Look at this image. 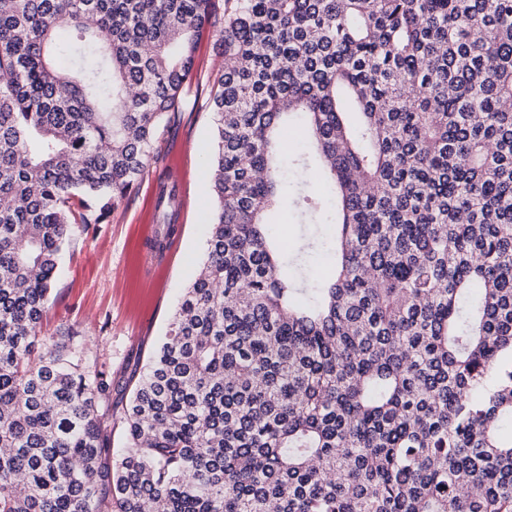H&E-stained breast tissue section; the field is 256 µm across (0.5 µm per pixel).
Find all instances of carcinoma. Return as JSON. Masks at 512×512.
Here are the masks:
<instances>
[{
  "label": "carcinoma",
  "instance_id": "obj_1",
  "mask_svg": "<svg viewBox=\"0 0 512 512\" xmlns=\"http://www.w3.org/2000/svg\"><path fill=\"white\" fill-rule=\"evenodd\" d=\"M209 27L208 0H0V512H512V0H224L207 258L107 463L112 376L42 319ZM293 114L336 194L312 305L262 224Z\"/></svg>",
  "mask_w": 512,
  "mask_h": 512
}]
</instances>
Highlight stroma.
<instances>
[{
    "label": "stroma",
    "instance_id": "stroma-1",
    "mask_svg": "<svg viewBox=\"0 0 512 512\" xmlns=\"http://www.w3.org/2000/svg\"><path fill=\"white\" fill-rule=\"evenodd\" d=\"M223 64L215 32H206L197 46L189 92L158 143L157 160L106 223L73 225L43 318L41 336L46 342L73 340L90 365L109 369V408L115 424L111 448L116 455L124 446L120 424L129 400L127 384L143 370L164 337L183 290L205 258L214 210L209 187L213 127L208 98ZM173 155L181 166L180 187L189 197V206L177 226L179 249L153 280L147 272V246L159 214V179ZM268 222L273 236L299 242L289 273L310 288L333 273L334 227L326 215H303L288 207L273 212Z\"/></svg>",
    "mask_w": 512,
    "mask_h": 512
}]
</instances>
